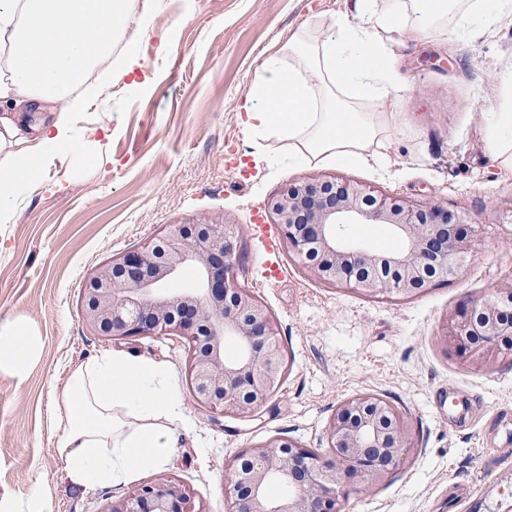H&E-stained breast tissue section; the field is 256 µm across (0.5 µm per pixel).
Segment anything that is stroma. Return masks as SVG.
I'll return each mask as SVG.
<instances>
[{
	"instance_id": "35a3bbf8",
	"label": "stroma",
	"mask_w": 512,
	"mask_h": 512,
	"mask_svg": "<svg viewBox=\"0 0 512 512\" xmlns=\"http://www.w3.org/2000/svg\"><path fill=\"white\" fill-rule=\"evenodd\" d=\"M363 0H165L144 44L146 62L77 118L103 157L58 153L0 226V327L22 318L41 337L24 374L0 370V501L41 498L45 512H106L141 486L172 476L202 512H226L224 464L282 437L326 448L338 404L360 392L400 411L412 457L381 488L350 489L343 512H512V360L483 370L440 341L448 312L512 278V174L485 139L487 117L512 77V16L460 36L384 33L400 90L359 101L394 122L365 163L298 160L287 142L246 131L244 105L264 57L292 34L357 17ZM340 176L383 193L465 208L477 254L447 285L403 302L319 282L294 257L272 276L260 230L266 199L302 177ZM227 215L237 226L236 283L274 312L291 358L288 381L248 421L200 406L185 379L183 338H106L80 320L94 269L138 248L159 228ZM112 352L155 363L175 379L180 418L168 463L119 484L73 482L54 447L61 392L73 369ZM470 398L465 425L451 415Z\"/></svg>"
}]
</instances>
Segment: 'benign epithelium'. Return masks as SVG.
<instances>
[{
  "mask_svg": "<svg viewBox=\"0 0 512 512\" xmlns=\"http://www.w3.org/2000/svg\"><path fill=\"white\" fill-rule=\"evenodd\" d=\"M265 210L288 248L321 283L368 298L409 299L448 282L476 253L470 214L379 194L337 176L303 178L269 196ZM346 224H382L403 241L393 252L344 237ZM237 241L227 218L167 224L160 235L97 268L80 320L100 336L176 332L188 343L187 377L198 403L247 419L266 407L284 377L277 321L270 308L235 284ZM191 268L195 284L173 288ZM512 336V279L446 319L445 345L477 368H491ZM238 346L229 357L226 341ZM330 458L274 437L224 465L230 512H340L347 481L384 485L412 446L402 416L386 400L359 393L340 402L327 425ZM279 482L286 494L272 499ZM107 512H201L174 477L144 485Z\"/></svg>",
  "mask_w": 512,
  "mask_h": 512,
  "instance_id": "7a95c632",
  "label": "benign epithelium"
}]
</instances>
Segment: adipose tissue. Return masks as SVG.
<instances>
[{
    "label": "adipose tissue",
    "instance_id": "1",
    "mask_svg": "<svg viewBox=\"0 0 512 512\" xmlns=\"http://www.w3.org/2000/svg\"><path fill=\"white\" fill-rule=\"evenodd\" d=\"M163 0H0V197L35 185L50 160L48 147L69 148L74 123L96 96L90 71L119 81L142 66L143 31ZM512 15V0H386L382 11L342 17L327 33L289 37L261 63L249 91L247 129L277 140L302 159L345 164L392 122L359 111L346 96L387 95L397 88L383 31L412 25L427 34L445 25L492 28ZM138 34L126 36L130 20ZM123 48H116L119 36ZM486 140L493 158L512 172V83L491 113ZM38 331L22 321L0 327V369L23 372L36 359ZM179 415L177 385L164 369L124 353L75 369L58 405L55 448L81 485L121 483L145 466L167 463L169 421Z\"/></svg>",
    "mask_w": 512,
    "mask_h": 512
}]
</instances>
